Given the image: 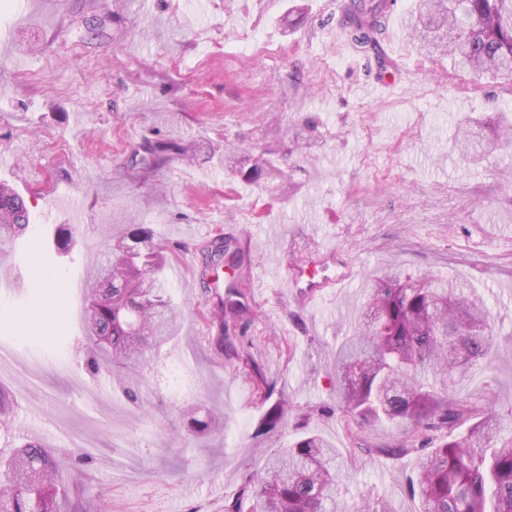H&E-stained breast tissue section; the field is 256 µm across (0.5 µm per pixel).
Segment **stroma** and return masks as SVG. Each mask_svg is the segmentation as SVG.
Here are the masks:
<instances>
[{
    "instance_id": "stroma-1",
    "label": "stroma",
    "mask_w": 512,
    "mask_h": 512,
    "mask_svg": "<svg viewBox=\"0 0 512 512\" xmlns=\"http://www.w3.org/2000/svg\"><path fill=\"white\" fill-rule=\"evenodd\" d=\"M343 0H21L0 10V182L22 195L32 232L0 263V389L14 404L0 448L36 439L92 512H224L248 474L291 440L297 417L339 452L349 512H417L405 434L360 427L336 407V348L366 311L373 273L460 278L491 312L496 348L466 372L461 398L512 415V80L475 77L414 44L403 11L382 55L393 90L336 25ZM484 126L478 163L464 120ZM192 145L151 173L145 146ZM75 243L54 245L58 225ZM148 225L174 256L168 295L178 339L150 370L100 376L82 351L85 278L109 237ZM224 236L258 276L245 288L251 364L221 354L204 319L202 271ZM336 247L353 280L310 302L271 285L275 268L320 264ZM62 315L13 320L41 289ZM182 385L166 386L170 366ZM273 383L289 426L269 428L257 391ZM219 411L224 432L182 439L184 410ZM90 453L81 462L78 451ZM459 141L463 153L470 158L481 157L485 151L483 140L472 126L465 124L461 128Z\"/></svg>"
}]
</instances>
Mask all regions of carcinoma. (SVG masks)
Returning <instances> with one entry per match:
<instances>
[{
  "instance_id": "1",
  "label": "carcinoma",
  "mask_w": 512,
  "mask_h": 512,
  "mask_svg": "<svg viewBox=\"0 0 512 512\" xmlns=\"http://www.w3.org/2000/svg\"><path fill=\"white\" fill-rule=\"evenodd\" d=\"M397 0H348L340 29L358 50L378 53L388 34L387 17ZM407 25L413 40L450 56L475 75L512 79V0H419ZM463 153L483 155L473 127L460 130ZM190 147L176 140L145 148L140 159L148 173ZM29 227L24 198L0 183V242H12ZM212 257L229 256L224 238L212 244ZM167 256L145 224H131L111 239L105 258L85 280L87 358L123 369H147L173 339L178 316L167 297ZM251 310L244 289L230 287L212 298L204 319L218 328L219 347L236 359L251 360L244 327ZM494 327L483 300L461 280L430 275L401 276L390 270L374 280L370 314L336 350V402L359 425L385 421L411 432L395 451L419 453L418 475L409 491L418 512H512V427L484 409L465 433L453 435L471 413L453 390L469 368L487 358ZM12 400L0 391V432L12 422ZM223 414L183 416L184 437L221 431ZM446 430L438 443L430 433ZM336 449L306 432L267 457L264 468L246 479L225 512H345L338 493ZM69 491L57 478L51 449L27 439L0 452V512H61Z\"/></svg>"
}]
</instances>
